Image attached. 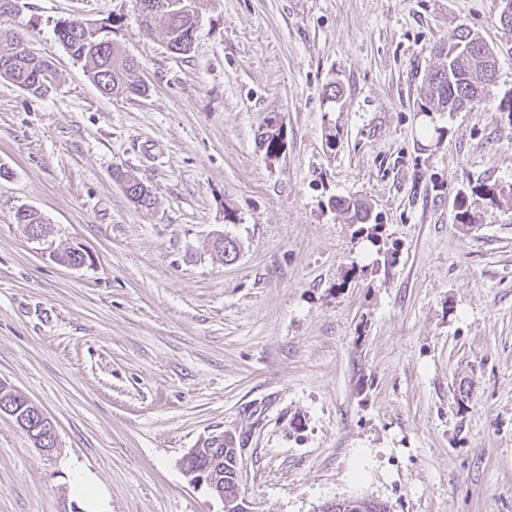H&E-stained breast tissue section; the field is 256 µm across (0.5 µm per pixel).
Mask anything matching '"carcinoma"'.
I'll return each mask as SVG.
<instances>
[{
	"mask_svg": "<svg viewBox=\"0 0 512 512\" xmlns=\"http://www.w3.org/2000/svg\"><path fill=\"white\" fill-rule=\"evenodd\" d=\"M143 23L147 30H162L170 50L185 53L191 49L194 23L190 17L169 8L170 0H138ZM54 33L72 57L84 62L89 77L105 95L127 97L145 95L146 86L130 79L137 63L117 45L95 35L89 27L75 20L64 19L56 23ZM19 36L0 29V78L9 79L33 95L47 92V86L38 80L42 69L49 68L48 60L35 55L15 53ZM441 63L426 76L422 112H456L480 107L497 78V55L478 34L460 31L450 36L448 44L435 49ZM261 146L268 157L277 156L284 147V131L272 121L267 125ZM120 179L130 183L125 194L140 209L154 205L152 190L132 174L120 173ZM336 210L348 215L352 224H369L370 209L360 200L337 198L331 201ZM454 221L472 223L467 196L456 195ZM25 399L11 387L0 382V412H20L26 418L25 434L32 443L46 439L48 430L40 414L24 406ZM240 462L232 451L224 453V495L234 494L238 486Z\"/></svg>",
	"mask_w": 512,
	"mask_h": 512,
	"instance_id": "carcinoma-1",
	"label": "carcinoma"
}]
</instances>
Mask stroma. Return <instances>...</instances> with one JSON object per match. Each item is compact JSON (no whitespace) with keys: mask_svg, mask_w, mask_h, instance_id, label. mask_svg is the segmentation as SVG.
Here are the masks:
<instances>
[{"mask_svg":"<svg viewBox=\"0 0 512 512\" xmlns=\"http://www.w3.org/2000/svg\"><path fill=\"white\" fill-rule=\"evenodd\" d=\"M500 10L200 0L183 54L136 0H21L0 17L56 71L41 95L0 78V381L58 439L45 455L0 414V512H71L76 464L111 512H224L181 468L222 433L255 512L355 495L512 512V203L471 193L512 189ZM64 19L134 57L147 95H102L57 40ZM457 29L494 47L496 82L479 109L421 115L433 48ZM272 119L275 157L259 143ZM119 171L151 188V209ZM460 192L474 223L453 221ZM338 197L377 214L375 237ZM23 208L41 238L16 224ZM221 233L234 262L213 249ZM70 246L90 262L60 265ZM268 131L261 138V147L265 148V154L269 157L277 156L284 147V131L276 120L271 121L267 126ZM120 179L121 181H126L127 185L133 180L134 184L128 186L124 189L126 196L131 201V203L140 209H150L154 204V197L152 190L145 185L140 179L136 176L129 174L127 172H121ZM126 173V174H125ZM127 175V176H126ZM336 210L348 214L350 224H371L370 209L360 200L352 198H336L331 201Z\"/></svg>","mask_w":512,"mask_h":512,"instance_id":"35a3bbf8","label":"stroma"}]
</instances>
